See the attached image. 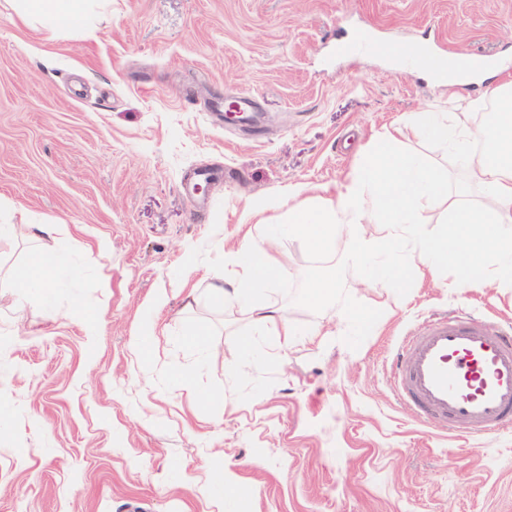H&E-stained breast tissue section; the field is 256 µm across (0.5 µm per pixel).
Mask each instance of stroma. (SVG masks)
<instances>
[{
  "instance_id": "1",
  "label": "stroma",
  "mask_w": 512,
  "mask_h": 512,
  "mask_svg": "<svg viewBox=\"0 0 512 512\" xmlns=\"http://www.w3.org/2000/svg\"><path fill=\"white\" fill-rule=\"evenodd\" d=\"M355 31L389 53L337 55ZM405 45L479 51L500 69L451 85L399 69L391 51ZM508 80L512 0H101L88 29L54 34L0 0L6 221L63 224L53 247L81 272L45 291L0 281V512H233L216 502V469L251 489L254 512H512V427L433 429L391 384L398 346L430 319L512 326V286L461 292L451 269L405 288L364 282L343 247L315 253L290 234L282 204L294 187L348 182L409 114ZM241 97L264 114L258 128L225 122ZM402 148L482 201L447 147ZM202 169L211 183L191 190ZM258 200L268 225L245 218ZM268 236L289 274L258 296L298 337L241 359L231 348L249 323L206 278ZM330 271L334 293L309 301ZM355 310L375 322L345 321Z\"/></svg>"
}]
</instances>
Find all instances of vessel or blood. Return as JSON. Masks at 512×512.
<instances>
[{
    "label": "vessel or blood",
    "mask_w": 512,
    "mask_h": 512,
    "mask_svg": "<svg viewBox=\"0 0 512 512\" xmlns=\"http://www.w3.org/2000/svg\"><path fill=\"white\" fill-rule=\"evenodd\" d=\"M480 62L471 52H452L441 71L463 78ZM393 386L436 429L495 433L512 425V334L473 318L426 324L399 347Z\"/></svg>",
    "instance_id": "b4317fda"
}]
</instances>
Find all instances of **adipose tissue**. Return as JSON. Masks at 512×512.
Returning <instances> with one entry per match:
<instances>
[{"instance_id": "1", "label": "adipose tissue", "mask_w": 512, "mask_h": 512, "mask_svg": "<svg viewBox=\"0 0 512 512\" xmlns=\"http://www.w3.org/2000/svg\"><path fill=\"white\" fill-rule=\"evenodd\" d=\"M92 0H17L21 19L57 32L86 24ZM498 122L473 126L469 115L477 108L469 101L451 115L420 112L408 124L418 134L445 144L459 153L468 178L480 185L484 199L471 204L448 190V178L431 165L398 149L392 132L382 134L360 174L343 189L329 195L298 187L289 193L287 216L291 230L313 251L328 252L337 241L346 244L347 258L362 268L366 280L389 281L407 287L400 262L404 246H412L430 275L454 267L453 285L459 291L512 284V90L495 87ZM481 151H473V143ZM437 201L448 204L446 228L439 234L422 231V213ZM37 242L29 262L12 275L14 288L48 289L62 261L52 249L63 225L52 221L26 226ZM498 264L487 276L488 258ZM224 274L215 276L209 292L216 300L236 306L254 332L280 336L290 346L293 327L277 310L254 298L256 288L287 276L288 265L268 247L252 246L224 255Z\"/></svg>"}]
</instances>
